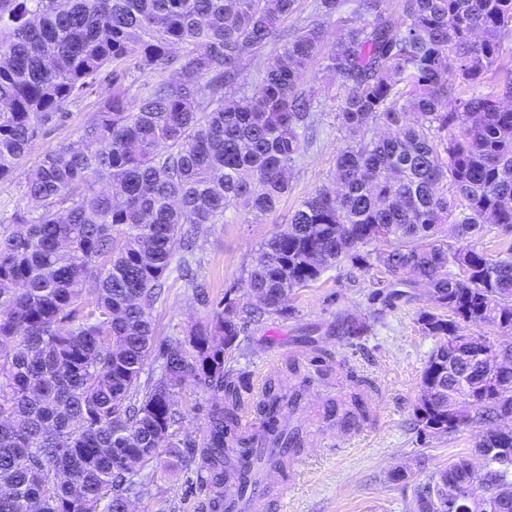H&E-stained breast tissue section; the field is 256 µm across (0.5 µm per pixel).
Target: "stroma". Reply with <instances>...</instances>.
I'll list each match as a JSON object with an SVG mask.
<instances>
[{
  "label": "stroma",
  "mask_w": 512,
  "mask_h": 512,
  "mask_svg": "<svg viewBox=\"0 0 512 512\" xmlns=\"http://www.w3.org/2000/svg\"><path fill=\"white\" fill-rule=\"evenodd\" d=\"M302 87L315 100L316 126L294 167L287 197L260 222H245L231 208L223 223L205 226L188 257L190 273L173 268L161 301L151 311L157 341L184 336L191 326L210 323L224 298L253 304L246 272L260 244L289 224L304 198L331 180L336 152L344 144L336 120L344 89L315 63ZM111 92L109 82H99L91 95L67 106L62 120L43 127L14 177L0 181V222L14 210L30 209L21 189L27 170L47 149L75 142ZM380 278L374 268H355L346 262L334 266L289 297L287 315L245 321L237 346L224 355L225 367L244 372L250 386L249 403L239 410L244 417L264 387L273 385L286 393L298 385L301 376L290 368L294 359L305 364L341 363L370 384V416L360 433L343 442L332 437L329 412L332 401L347 394V387L331 381L308 390L305 409L296 415L305 440V473L274 512H411L418 485L435 469L471 454L481 434L480 429L467 427L450 435H426L416 425L421 375L436 346L434 338L421 335L417 324L420 312L435 308L427 287H418L410 302L384 308L373 335L349 340L338 334L341 316L360 317L375 310L371 293ZM197 282L205 285L208 304L197 301L193 288ZM177 400L183 413L175 428L178 438H202L215 400L212 391L190 380ZM398 469L404 470V478L391 480ZM134 481L133 512H206L209 491L195 470H170L154 462L140 469Z\"/></svg>",
  "instance_id": "1"
}]
</instances>
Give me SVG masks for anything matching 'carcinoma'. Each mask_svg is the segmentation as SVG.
<instances>
[{"label":"carcinoma","instance_id":"cac0c4a2","mask_svg":"<svg viewBox=\"0 0 512 512\" xmlns=\"http://www.w3.org/2000/svg\"><path fill=\"white\" fill-rule=\"evenodd\" d=\"M298 2L0 0V180L68 104L112 79L78 143L48 150L25 175L37 215L17 210L0 231V484L13 490L0 494V512H130L127 461L163 456L171 468L200 463L210 512H224L227 468L252 447L238 431L245 377L224 369V351L242 314H283L285 298L344 261L392 276L373 301L419 282L436 294L442 312L417 319L437 339L415 407L421 431L449 435L512 412V359L491 380L455 358L512 335V243L495 256L472 243L493 230L512 236V73L483 91L512 41V0H399L394 13L384 0H355L332 42L317 22L282 27ZM270 43L242 87L244 61ZM315 60L345 87L336 119L346 144L333 185L301 201L247 273L267 304L226 299L213 323L157 343L150 310L175 244L230 207L255 223L288 195L315 123L300 88ZM132 70L155 76L133 96L123 85ZM378 124L385 134L368 136ZM445 231L451 242L440 244ZM378 318H345L342 329L365 336ZM153 358L162 372L143 384ZM343 375L355 385L345 413L367 419L365 380ZM189 378L224 394L198 442L173 431ZM312 380L287 396L269 386L257 414L271 426L282 408L301 410ZM483 448L512 440L487 431L426 482L475 487L480 512H512L497 492L512 485V456Z\"/></svg>","mask_w":512,"mask_h":512}]
</instances>
